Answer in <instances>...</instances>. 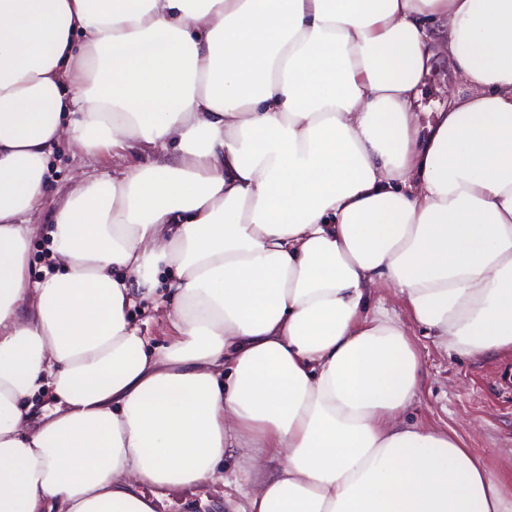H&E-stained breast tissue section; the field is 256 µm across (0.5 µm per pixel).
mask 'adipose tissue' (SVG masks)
Wrapping results in <instances>:
<instances>
[{"label": "adipose tissue", "instance_id": "obj_1", "mask_svg": "<svg viewBox=\"0 0 512 512\" xmlns=\"http://www.w3.org/2000/svg\"><path fill=\"white\" fill-rule=\"evenodd\" d=\"M439 51L465 89L422 140ZM62 142L175 152L53 202ZM412 324L512 349V0H0V512H155L229 457L241 512H512L405 422ZM50 250V241L46 237L38 236L30 245L29 267L33 278L41 276V268L47 262V253ZM130 313L151 345L166 346L170 343L171 331L165 314L161 310L156 311L151 300L136 304Z\"/></svg>", "mask_w": 512, "mask_h": 512}]
</instances>
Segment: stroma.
Returning a JSON list of instances; mask_svg holds the SVG:
<instances>
[{
  "mask_svg": "<svg viewBox=\"0 0 512 512\" xmlns=\"http://www.w3.org/2000/svg\"><path fill=\"white\" fill-rule=\"evenodd\" d=\"M461 86L446 57H438L419 88L414 104L420 134H427L438 112L448 105L450 92ZM156 151L117 149L93 167L81 151L64 145L58 151L51 177L52 192H66L73 175L117 173L128 166L154 160ZM422 358L419 396L406 411L411 423L449 428L485 465L512 481V352H493L464 358L437 348L430 338L414 332ZM156 498L157 512H230L239 495L222 478L176 490L146 488Z\"/></svg>",
  "mask_w": 512,
  "mask_h": 512,
  "instance_id": "obj_1",
  "label": "stroma"
}]
</instances>
